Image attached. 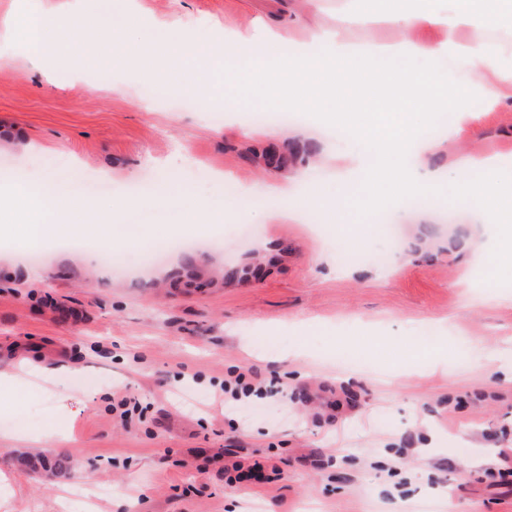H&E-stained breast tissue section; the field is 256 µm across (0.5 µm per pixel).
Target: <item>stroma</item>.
<instances>
[{"instance_id": "1", "label": "stroma", "mask_w": 512, "mask_h": 512, "mask_svg": "<svg viewBox=\"0 0 512 512\" xmlns=\"http://www.w3.org/2000/svg\"><path fill=\"white\" fill-rule=\"evenodd\" d=\"M324 2L317 14L308 0H136L145 23L246 38L272 29L292 42L335 27L334 2ZM97 4L0 0V179L37 169L55 191L81 193L105 177L114 188L98 198L105 222L188 246L122 272L64 240L16 250L0 231V358L25 366L23 383L0 399V512H512V473L500 459L481 461L487 449L512 448V288L486 280L495 257L483 246L512 221L481 224L459 208L446 224L443 206L403 209L395 267L353 256L387 247L375 211L352 225L354 247L306 217L270 224L264 206L239 209L191 160L241 189L287 182L301 199L335 183L321 154L350 148L346 119L312 111L282 125L281 145L311 141L318 151L296 171L268 172L249 156L264 129L241 114L274 100L222 101V74L208 107L174 94L154 108L142 86L176 85L186 70L116 62L99 82L98 57L119 49L93 31L78 52L32 63L16 35L23 11L91 14ZM471 99L477 126L408 164L444 172L459 154L512 156V104L492 111ZM142 181L190 198L200 224L184 230L163 202L126 209L127 187ZM279 244L287 255L261 278L168 285L187 265L206 273ZM463 279L475 308L462 305ZM60 361L82 370L45 380L40 365ZM244 365L297 398L222 403L225 378ZM123 396L143 415L113 411ZM16 433L67 458L68 471L24 467ZM237 457L280 474L227 485L224 466ZM87 470L95 481L78 503L70 489Z\"/></svg>"}]
</instances>
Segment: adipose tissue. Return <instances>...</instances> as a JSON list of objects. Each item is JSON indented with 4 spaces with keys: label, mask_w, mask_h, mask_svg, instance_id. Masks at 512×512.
<instances>
[{
    "label": "adipose tissue",
    "mask_w": 512,
    "mask_h": 512,
    "mask_svg": "<svg viewBox=\"0 0 512 512\" xmlns=\"http://www.w3.org/2000/svg\"><path fill=\"white\" fill-rule=\"evenodd\" d=\"M381 19L409 31L410 39L396 44L358 42L343 33L324 32L312 41L289 46L281 34L269 31L258 38L237 33L169 27L155 32L148 42L121 40L123 18H136L135 5L116 15L112 0H100L96 29L108 40H120V61L129 67L141 64L145 52L169 58L178 51H202L226 59L224 95L233 97L241 78H248L254 94L277 93L284 101L324 98L348 112H362L366 103L384 107L406 102L416 112L426 113L453 104L461 107V121L470 114L463 105L470 93L481 92L493 104L512 99V0H381ZM493 25L494 33L463 40L462 28L470 21ZM84 18L31 15L25 43L34 59L41 60L80 40ZM439 27L442 39L424 42L414 31ZM354 145V163L341 179L345 194L329 198L316 193L302 200L305 209H320L329 223H348L352 213L375 202L390 199L395 207L405 200L432 192L445 196L449 204L469 205L474 210L507 209L512 204V182L500 181L494 165L476 186L452 176L442 177L424 166L403 167L402 158L413 149L429 153L435 146L418 143L416 132L363 135L349 129ZM16 187L37 197L31 221L15 228L18 248L44 241L93 235L105 240L116 227L99 223V206L77 193L52 192L47 176L25 173Z\"/></svg>",
    "instance_id": "1"
}]
</instances>
